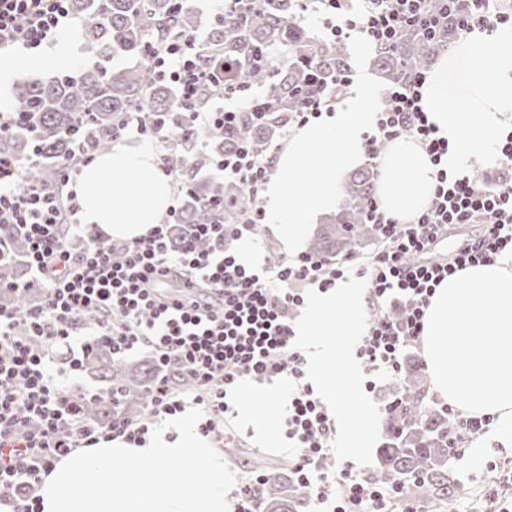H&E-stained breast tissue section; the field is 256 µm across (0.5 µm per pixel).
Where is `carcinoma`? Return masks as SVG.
Wrapping results in <instances>:
<instances>
[{"instance_id": "cac0c4a2", "label": "carcinoma", "mask_w": 512, "mask_h": 512, "mask_svg": "<svg viewBox=\"0 0 512 512\" xmlns=\"http://www.w3.org/2000/svg\"><path fill=\"white\" fill-rule=\"evenodd\" d=\"M73 12L81 19L88 47L107 61L115 55L136 60L130 66L104 71V65L73 73L57 72L42 80L16 86L18 108L35 113L37 138L24 128L0 137V152L25 164V178L35 184L53 181L58 166L78 146L103 154L112 145V113L141 108L160 119L173 134L169 160L180 171L189 170V149L193 141L205 143L221 155L236 147L239 139L249 140L262 150L279 131L281 119L296 112L304 99L306 78L312 71L328 76L350 64V51L343 42H326L296 28L295 0H243L239 9L222 20L210 19L204 42L198 47L207 57L217 48L241 62L234 79L242 85L273 81L269 125L257 127L243 115L236 129L187 127L183 110L175 104V85L151 66L149 54L159 41L172 40L199 28V16L189 0H73ZM441 46L431 45L415 33L407 34L396 49L373 58V65L386 81H398L426 68ZM260 53L263 69L249 63ZM375 173L367 167L356 173L347 187V198L332 222L325 225L313 244L311 254L326 258L353 257L361 246L377 239L368 224L366 203L372 194ZM223 199L228 214L245 208L247 191L215 180H192L184 198L182 224H209L216 220L207 207L208 199ZM0 279L17 282L24 275L18 261L23 241L9 224H0ZM81 369L108 390H122L132 405L140 403L144 386L159 367L132 372L112 361V353L100 346L88 350ZM390 400L394 410L386 413L385 443L379 463L370 478L391 489L416 488L429 512H443L448 489V458L451 439L457 433L453 417L428 397L419 359L405 356L400 379L393 383ZM262 501L273 512H299L302 498L288 496L275 482L264 488Z\"/></svg>"}]
</instances>
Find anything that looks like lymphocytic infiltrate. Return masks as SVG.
Returning a JSON list of instances; mask_svg holds the SVG:
<instances>
[{"instance_id": "1", "label": "lymphocytic infiltrate", "mask_w": 512, "mask_h": 512, "mask_svg": "<svg viewBox=\"0 0 512 512\" xmlns=\"http://www.w3.org/2000/svg\"><path fill=\"white\" fill-rule=\"evenodd\" d=\"M70 2L0 0V51L23 56L51 45L74 18ZM429 2L301 0L300 9L320 16L324 40L357 36L380 49L394 48L413 28L435 37L452 20L464 36L512 25V6L501 0H445L437 14ZM199 41L190 33L159 44L152 54L155 67L180 91L187 125L230 129L244 113L256 124L266 122L273 106L268 88L229 82L231 63L221 56L203 61ZM355 76L350 66L327 81L311 78L312 94L286 125L302 126L333 110ZM426 79L417 71L384 88L365 147L374 159L393 139L416 140L436 168L433 196L425 209L403 220L370 199L368 221L378 229L379 247L361 263L300 253L256 269L225 250V239L258 233L265 221L261 193L273 169L271 147L259 152L244 141L216 158L205 144H195L193 169L242 186L250 206L231 219L191 225L178 249L170 242L181 210L177 203L135 240L87 235L72 181L90 154L64 163L48 187L29 183L22 164L0 154V224L14 225L25 236L29 271L24 282H0V292L42 295L23 317L0 305V507L40 512L35 490L63 457L103 440L142 446L155 419L177 416L190 403L204 411L202 436L212 437L216 447H235L226 415L239 384L285 376L295 385L288 395L287 437L295 450L288 470L310 501L324 512H422L411 491L382 488L333 459L336 421L306 380L307 358L294 318L307 302L308 287L328 291L349 271L367 278L370 320L354 355L368 372L396 377L403 353L420 344L437 286L512 251V131L502 135L494 166L449 171V143L437 136L420 106ZM129 134L161 144L170 140L169 130L143 111L113 119V139ZM460 227L466 233L458 245L431 258L433 243ZM90 314L96 317L91 330ZM98 343L116 359L150 348L165 366L143 393L142 417L124 414L120 391L93 394L69 385L81 356ZM94 399L111 402L109 425L87 418L86 404Z\"/></svg>"}]
</instances>
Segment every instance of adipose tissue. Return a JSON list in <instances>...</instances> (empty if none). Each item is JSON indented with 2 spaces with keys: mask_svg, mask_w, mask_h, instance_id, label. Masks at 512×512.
I'll return each instance as SVG.
<instances>
[{
  "mask_svg": "<svg viewBox=\"0 0 512 512\" xmlns=\"http://www.w3.org/2000/svg\"><path fill=\"white\" fill-rule=\"evenodd\" d=\"M479 65L474 77L459 82L463 63ZM460 105L448 102L449 95ZM375 93L370 83L324 116L297 128L276 155L274 172L262 194L268 224L289 249L300 248L309 224L334 211L345 172L361 165L365 139L374 122ZM420 105L438 136L447 138L449 168L479 158L497 159L499 136L512 129V26L487 34L474 31L462 51L440 58L423 89ZM435 167L414 140H392L379 159L376 191L384 209L410 215L433 195ZM82 222L106 237L131 241L160 223L171 204V184L160 170L154 147L116 144L83 167L78 177ZM360 291L353 282L310 297L297 333L310 351V371L322 396L343 411L336 386V356L359 335Z\"/></svg>",
  "mask_w": 512,
  "mask_h": 512,
  "instance_id": "ef3b65f1",
  "label": "adipose tissue"
}]
</instances>
